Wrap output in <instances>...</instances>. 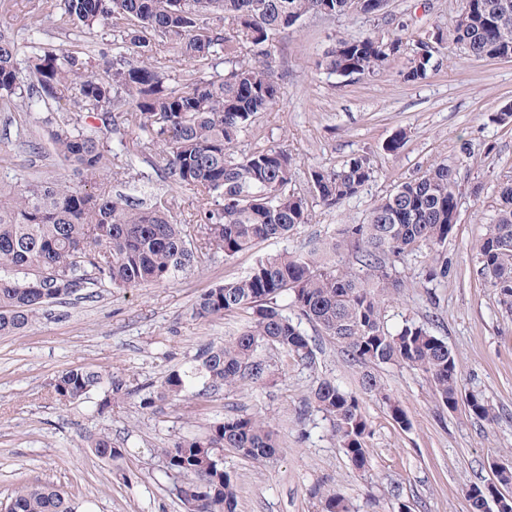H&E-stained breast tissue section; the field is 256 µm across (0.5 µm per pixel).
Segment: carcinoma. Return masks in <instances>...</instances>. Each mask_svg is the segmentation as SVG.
<instances>
[{
  "mask_svg": "<svg viewBox=\"0 0 512 512\" xmlns=\"http://www.w3.org/2000/svg\"><path fill=\"white\" fill-rule=\"evenodd\" d=\"M381 2L46 0L48 15L81 33L124 24L114 47L119 59L101 73L90 69L88 53L79 45L40 46L22 60L15 40L0 34L1 103L15 97L29 110L53 104L63 111L78 109L50 131L55 155L78 181L23 180L6 193L0 190V336L23 334L47 307L88 288L160 285L190 270L203 255L222 253L231 260L309 223L308 198L288 191L296 158L282 147L238 156L235 145L252 119L283 96L272 69L275 36L309 14L340 17L357 8L372 15L381 11ZM221 20L231 21L232 35ZM152 32L173 39L182 60L222 64L224 72L173 85L170 72L153 63ZM447 37L475 57L512 58V0H460ZM443 43L441 35L437 48L424 55V43L417 44L404 79H427ZM238 44L248 46L254 62L238 59ZM401 46L398 39L371 32L338 41L320 65L340 77H362L380 69ZM23 67L33 75L26 85L18 77ZM115 106L128 111L142 149L162 155L165 178L199 195L203 217L196 238H190L189 225L172 223L165 206L132 208L100 190L125 150L122 143L114 148L104 140L112 134ZM85 116L98 120L97 130L81 124ZM374 174L362 156L337 169L314 167L309 182L314 199L331 208L357 195ZM456 211V170L435 163L381 198L366 223L345 224L305 253L285 250L262 257L244 276L208 289L195 303L198 318L249 311L250 324L222 345L198 349L189 365L169 373L154 395L141 400V408L157 400L180 401L198 388L215 391L266 380L269 365L257 357L264 346L314 363L305 319L343 344L353 361L417 368L430 378L443 407L454 410L462 401L476 417L495 420L497 406L474 380L462 378L442 339L410 319L393 325L387 315L388 303L402 287L399 267L424 249L445 247ZM473 273L512 312V184L502 187L497 216L474 246ZM362 387L385 400L397 423L407 424L403 409L372 372L363 374ZM101 389L117 401L136 394L129 380L105 369L73 367L51 382L58 402L64 397L74 403ZM306 408L323 414L353 469L365 470L370 429L359 398L325 379ZM89 447L109 464L123 458L105 432L91 438ZM226 448L259 462L275 455L280 444L268 422L246 412L160 449L172 476L190 478L180 498L197 496L199 512H236V487L219 458ZM495 478L499 512H512V498L501 493L512 488V466ZM313 493L323 503L322 512H350L340 493L319 488ZM488 493L486 485L468 490L473 512H483ZM8 512L76 510L72 497L50 484H22Z\"/></svg>",
  "mask_w": 512,
  "mask_h": 512,
  "instance_id": "carcinoma-1",
  "label": "carcinoma"
}]
</instances>
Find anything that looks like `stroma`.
I'll list each match as a JSON object with an SVG mask.
<instances>
[{"label": "stroma", "instance_id": "1", "mask_svg": "<svg viewBox=\"0 0 512 512\" xmlns=\"http://www.w3.org/2000/svg\"><path fill=\"white\" fill-rule=\"evenodd\" d=\"M458 5L459 0H389L376 15H309L275 38L273 68L284 96L253 118L236 153L287 147L297 161L291 187L300 193L309 190L311 167L337 168L368 157L375 175L355 197L334 208L313 204L309 223L288 239L267 241L230 260L220 254L203 259L160 285L87 289L49 307L25 335L0 336V512L16 487L36 481L74 497L79 512H186L160 449L224 418L256 411L271 422L281 448L260 462L225 450L236 512H322L312 494L318 484L344 495L352 512H398L404 504L410 512H471L469 487L490 483L494 463L512 460V315L474 276L470 259L477 237L495 216L501 186L512 183V123L493 119L512 107V59L477 58L451 46L439 53L437 71L418 83L403 78L411 56L407 46L374 74L355 80L318 66L339 40L370 31L428 38L447 29ZM0 33L15 38L23 55L37 44L67 48L78 38L108 53L114 39L107 29L79 35L48 17L45 0H0ZM57 117L53 107L0 106V185L67 175L48 136ZM22 128L32 130L37 149L19 139ZM400 133L405 145L388 151ZM112 137L126 143L134 167L107 179V191L132 205H166L174 223H187L195 211L193 193L164 178L159 155L140 153L123 118H116ZM437 162L459 169L455 229L443 249L418 254L402 268L403 286L388 313L393 322L413 319L442 339L463 378L476 379L498 406L496 421L479 420L464 405L442 408L420 370L380 364L375 375L407 415V425L396 423L387 401L363 392V367L308 322L303 328L315 350L314 364L266 346L259 352L272 371L266 382L141 408V398L184 367L199 347L223 343L249 324L245 312L197 318L193 308L201 293L244 275L265 255L298 251L333 236L340 225L364 223L380 198ZM441 264L447 277L428 282L429 269ZM77 366L121 374L140 394L109 402L97 392L59 404L49 385L59 372ZM324 379L360 400L371 431L365 471L352 469L320 414L303 411ZM101 432L122 449L121 468L91 452L88 440Z\"/></svg>", "mask_w": 512, "mask_h": 512}]
</instances>
